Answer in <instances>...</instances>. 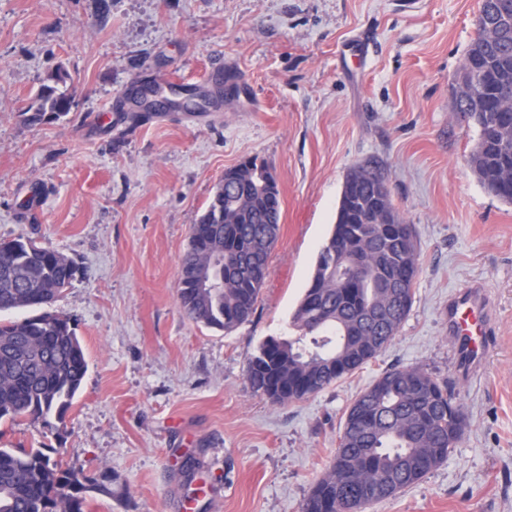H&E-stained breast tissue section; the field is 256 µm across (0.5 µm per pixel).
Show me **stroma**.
<instances>
[{
  "instance_id": "obj_1",
  "label": "stroma",
  "mask_w": 512,
  "mask_h": 512,
  "mask_svg": "<svg viewBox=\"0 0 512 512\" xmlns=\"http://www.w3.org/2000/svg\"><path fill=\"white\" fill-rule=\"evenodd\" d=\"M480 0H0V242L71 259L49 305L88 359L64 418L0 422V448H39L90 479L85 512H301L355 397L385 369L431 372L463 409L448 459L366 512H512V204L469 155L479 129L454 100ZM65 117L21 116L57 70ZM148 84L206 93L202 112L132 118ZM264 159L280 235L249 321L225 332L181 308L192 224L226 170ZM372 161L413 225L412 309L369 364L301 401L246 378L292 315L332 231L347 173ZM482 282L499 335L481 381L448 355L450 290Z\"/></svg>"
}]
</instances>
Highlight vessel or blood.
Returning a JSON list of instances; mask_svg holds the SVG:
<instances>
[{
	"label": "vessel or blood",
	"mask_w": 512,
	"mask_h": 512,
	"mask_svg": "<svg viewBox=\"0 0 512 512\" xmlns=\"http://www.w3.org/2000/svg\"><path fill=\"white\" fill-rule=\"evenodd\" d=\"M452 364L462 380L472 383L486 373L494 334L493 314L486 290L477 284L458 288L443 310Z\"/></svg>",
	"instance_id": "vessel-or-blood-1"
}]
</instances>
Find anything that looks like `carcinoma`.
Wrapping results in <instances>:
<instances>
[{"instance_id":"1","label":"carcinoma","mask_w":512,"mask_h":512,"mask_svg":"<svg viewBox=\"0 0 512 512\" xmlns=\"http://www.w3.org/2000/svg\"><path fill=\"white\" fill-rule=\"evenodd\" d=\"M497 23L495 37L487 25ZM477 34L462 70L482 73L483 93L456 100V111L479 128L470 166L482 186L512 204V157L498 144L512 143V118L499 105L512 99V0H481ZM69 96L45 84L28 105L26 121L59 119ZM268 171L256 157L239 170L240 191L223 194L224 291L194 287L201 257L188 250L182 262L178 298L197 322L230 331L247 322L264 285L272 247L270 206L256 181ZM383 179L370 164L347 175L336 224L322 245L315 270L293 314L300 334L270 337L247 366L256 392L276 403L304 399L335 383L381 352L407 318L415 297L419 253L412 227L373 185ZM209 202L192 225L190 243L213 231ZM368 248L380 259L361 276L356 260ZM74 262L47 246L31 254L21 238L0 244V313L42 308L74 278ZM87 372L83 347L70 320L48 312L22 321H0V421L63 417ZM464 417L448 390L423 368L391 367L349 407L336 454L310 489L302 512H343L352 502L367 506L417 483L448 459L462 435ZM110 477L92 482L40 449L0 448V512H84L86 493H110Z\"/></svg>"}]
</instances>
